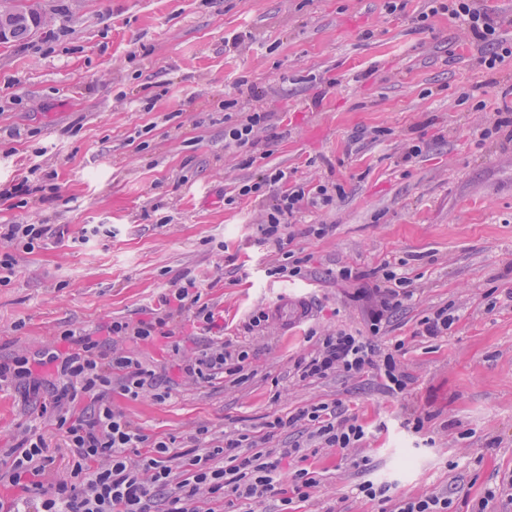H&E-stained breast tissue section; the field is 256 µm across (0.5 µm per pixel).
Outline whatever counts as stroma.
I'll use <instances>...</instances> for the list:
<instances>
[{
  "instance_id": "obj_1",
  "label": "stroma",
  "mask_w": 512,
  "mask_h": 512,
  "mask_svg": "<svg viewBox=\"0 0 512 512\" xmlns=\"http://www.w3.org/2000/svg\"><path fill=\"white\" fill-rule=\"evenodd\" d=\"M40 26L0 43V194L20 181L26 207L0 197L1 224H57L61 239L16 259L0 286V358L37 353L65 331L102 336L112 321L162 308L182 275L194 277L214 326L184 315V350L219 340L244 350L243 376L182 384L165 343L135 347L169 398L121 406L148 434L186 440L270 435L271 449L301 445L318 486L304 502L279 498L252 512H382L360 483H392L393 498L438 493L470 512L485 488L512 479V141L481 139L498 113L512 114V61L489 73L459 24L416 17L428 0H30ZM246 33L226 50L224 40ZM248 88L225 109L238 81ZM255 109L268 112L252 166L225 147L224 132ZM421 154L402 163L405 149ZM289 184L342 186L329 206L305 205L291 221L302 276H268L282 264L259 226L276 189L240 196L264 174ZM52 184L58 192L41 196ZM323 224L324 236H305ZM390 264L411 298L392 312L379 348L403 342L404 393L374 371L294 379L292 366L321 336L369 333L370 280L336 271ZM307 294L311 316L289 337L277 321L249 328L254 312ZM441 306L447 335H420ZM343 403L367 437L348 455L318 447L300 421L267 424L318 403ZM422 418L421 430L405 419ZM28 414L17 387H0V448L14 444Z\"/></svg>"
}]
</instances>
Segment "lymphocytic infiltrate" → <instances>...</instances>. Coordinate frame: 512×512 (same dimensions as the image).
<instances>
[{"label":"lymphocytic infiltrate","instance_id":"obj_1","mask_svg":"<svg viewBox=\"0 0 512 512\" xmlns=\"http://www.w3.org/2000/svg\"><path fill=\"white\" fill-rule=\"evenodd\" d=\"M431 13L445 12L457 20L479 50L478 62L496 72L512 59V39L503 36V21L480 8L477 0H435ZM342 188L319 186L282 191L267 212L260 232L263 242L283 254L285 262L275 274L296 277L302 259L294 257V239L287 220L304 205L332 204ZM375 283L367 296L372 300L370 331L379 335L390 312L410 298L408 281L390 265L374 273ZM174 311L161 312L134 323L112 322L106 337L62 333L58 348L36 354L15 353L0 359V385L18 384L23 406L36 410L39 422L55 426L69 450L65 476L55 472V458L38 424L19 433L18 442L0 448V483L18 489L13 498L0 497V512H205L215 504L230 512L241 502H258L271 495L283 504L307 501L318 484L308 469L296 470L290 491H283L280 466L283 459L302 458L301 446L283 449L278 455L242 438H209L207 428L193 436L192 447L177 444L175 437L147 434L122 409L112 403L113 387L135 400L156 389L152 370L143 366L125 343L170 340L179 350L172 328L175 314L191 313L195 320L213 324L214 314L202 304L194 278L182 277L172 293ZM402 344L391 350L375 348L370 338L338 332L324 336L317 348L294 362L299 381L310 382L336 374L355 377L374 369L386 380L391 393H403L407 376L400 369ZM246 351H229L216 343L197 356L184 359L183 379L200 383L224 369L242 371ZM310 422L312 436L324 448L347 450L366 437L357 419L338 415L328 405H314L299 414ZM360 493L392 503V512H448L447 497L427 494L392 500L387 488L364 482Z\"/></svg>","mask_w":512,"mask_h":512}]
</instances>
